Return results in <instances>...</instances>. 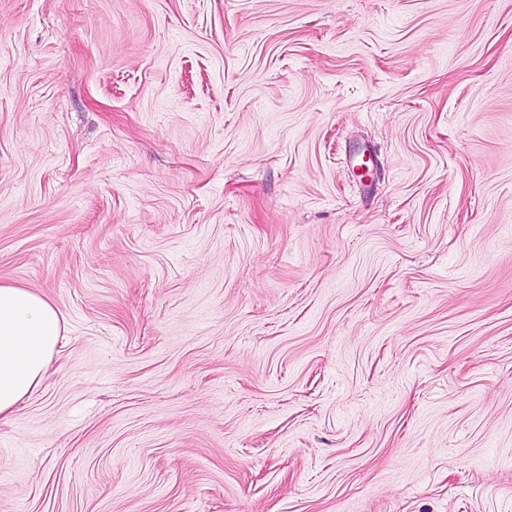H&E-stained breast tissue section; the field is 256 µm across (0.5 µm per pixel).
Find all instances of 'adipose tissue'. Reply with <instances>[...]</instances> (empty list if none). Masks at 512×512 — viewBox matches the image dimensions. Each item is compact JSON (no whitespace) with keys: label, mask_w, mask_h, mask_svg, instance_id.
<instances>
[{"label":"adipose tissue","mask_w":512,"mask_h":512,"mask_svg":"<svg viewBox=\"0 0 512 512\" xmlns=\"http://www.w3.org/2000/svg\"><path fill=\"white\" fill-rule=\"evenodd\" d=\"M61 331V315L46 298L0 283V414L16 407L42 381Z\"/></svg>","instance_id":"adipose-tissue-1"}]
</instances>
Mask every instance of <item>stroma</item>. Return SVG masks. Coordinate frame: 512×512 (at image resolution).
Here are the masks:
<instances>
[{"instance_id":"1","label":"stroma","mask_w":512,"mask_h":512,"mask_svg":"<svg viewBox=\"0 0 512 512\" xmlns=\"http://www.w3.org/2000/svg\"><path fill=\"white\" fill-rule=\"evenodd\" d=\"M0 282V512H512V0H0ZM61 315L46 298L0 283V414H11L36 388L54 355Z\"/></svg>"}]
</instances>
